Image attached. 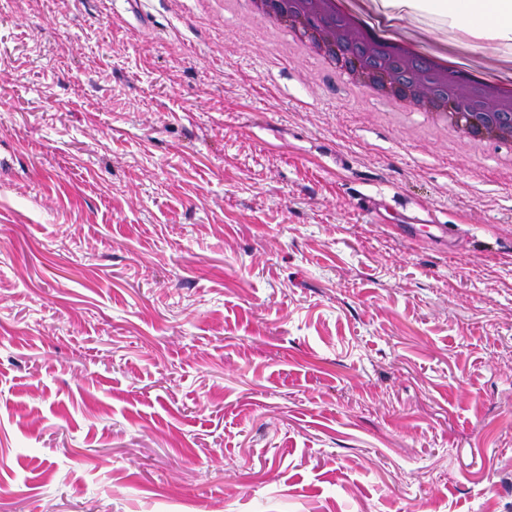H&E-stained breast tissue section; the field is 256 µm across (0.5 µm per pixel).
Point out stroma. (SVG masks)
Segmentation results:
<instances>
[{"label": "stroma", "mask_w": 512, "mask_h": 512, "mask_svg": "<svg viewBox=\"0 0 512 512\" xmlns=\"http://www.w3.org/2000/svg\"><path fill=\"white\" fill-rule=\"evenodd\" d=\"M387 112L241 10L0 0V512H512V172Z\"/></svg>", "instance_id": "35a3bbf8"}]
</instances>
